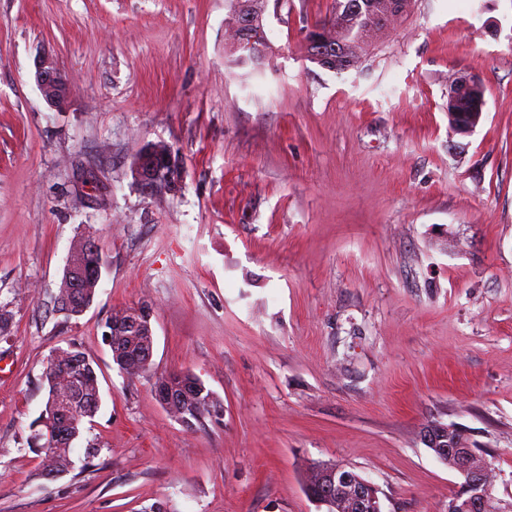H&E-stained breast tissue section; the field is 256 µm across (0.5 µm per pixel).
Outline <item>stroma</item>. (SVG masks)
I'll return each mask as SVG.
<instances>
[{
    "instance_id": "1",
    "label": "stroma",
    "mask_w": 512,
    "mask_h": 512,
    "mask_svg": "<svg viewBox=\"0 0 512 512\" xmlns=\"http://www.w3.org/2000/svg\"><path fill=\"white\" fill-rule=\"evenodd\" d=\"M336 0H268L271 49L237 65L228 0H0V512H317L311 464L344 463L386 512H448L460 478L420 439L469 429L512 503V0H413L359 68L306 60ZM72 95L48 108L34 62ZM480 74V125L448 122V77ZM181 156L174 195L134 156ZM102 248L93 306L56 297L80 236ZM153 307V364L103 339ZM76 344L101 406L49 481L28 443L43 370ZM190 372L224 404L189 430L154 381ZM98 448L87 459V448ZM34 66L35 82L44 102L49 109L61 111L71 95L67 79L49 53L39 56ZM177 160V153L173 154L167 143H148L133 160V179L150 195L174 194L183 182L182 168Z\"/></svg>"
}]
</instances>
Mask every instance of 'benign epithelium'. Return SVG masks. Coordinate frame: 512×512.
I'll return each instance as SVG.
<instances>
[{
    "instance_id": "obj_1",
    "label": "benign epithelium",
    "mask_w": 512,
    "mask_h": 512,
    "mask_svg": "<svg viewBox=\"0 0 512 512\" xmlns=\"http://www.w3.org/2000/svg\"><path fill=\"white\" fill-rule=\"evenodd\" d=\"M241 38L236 47L252 54L268 45L263 27L255 26L252 15L244 12L237 17ZM332 23L315 25L310 30V59L328 68L336 65V57L344 54L330 44L328 30ZM34 78L40 94L51 110L60 111L68 102L71 89L52 56L45 53L35 63ZM465 99L470 109L453 112L449 122L462 133L473 131L483 116L484 85L475 73L455 74L448 82V100L454 104ZM131 172L136 184L150 195L174 194L183 182L182 168L170 146L164 142L144 145L135 156ZM102 278L100 246L91 235L77 239L63 272L64 286L57 297V307L66 315L80 317L93 304ZM153 309L147 304L121 313L110 320L105 338L112 353L119 357L122 371L131 377L144 373L151 364L155 349ZM135 336L139 349L130 354L125 339ZM75 358L73 347L53 349L49 360L60 369L67 368ZM200 381L191 376L173 379L165 377L153 384L158 402L169 412L192 402L199 396ZM100 388L96 379L76 380L65 373L55 377L49 409L53 431L50 447L37 445L34 452L40 458L45 479L54 481L72 468L71 445L77 435L80 416L100 406ZM421 440L435 457L461 477V483L448 500V512H505L491 495L490 462L475 448L466 430L455 425L431 422L421 431ZM308 497L325 512H383L379 489L353 468L336 462H319L311 467L306 481Z\"/></svg>"
}]
</instances>
